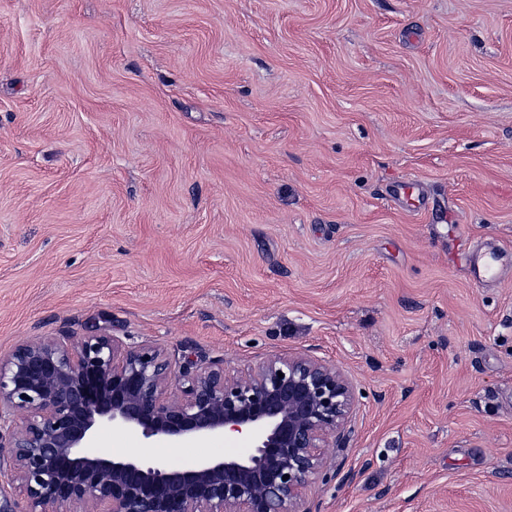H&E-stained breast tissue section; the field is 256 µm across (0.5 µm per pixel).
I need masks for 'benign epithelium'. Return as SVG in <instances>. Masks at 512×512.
Returning a JSON list of instances; mask_svg holds the SVG:
<instances>
[{
    "instance_id": "benign-epithelium-1",
    "label": "benign epithelium",
    "mask_w": 512,
    "mask_h": 512,
    "mask_svg": "<svg viewBox=\"0 0 512 512\" xmlns=\"http://www.w3.org/2000/svg\"><path fill=\"white\" fill-rule=\"evenodd\" d=\"M354 403L348 376L307 354L230 372L105 334L38 338L0 359V474L26 512H312L306 491L337 478L326 449L343 447ZM106 423L164 443L228 430L252 446L149 463L92 448Z\"/></svg>"
}]
</instances>
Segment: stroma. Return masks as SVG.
I'll return each mask as SVG.
<instances>
[{
	"mask_svg": "<svg viewBox=\"0 0 512 512\" xmlns=\"http://www.w3.org/2000/svg\"><path fill=\"white\" fill-rule=\"evenodd\" d=\"M479 244L512 246V0H0V358L309 353L358 391L313 512H512V267L474 282Z\"/></svg>",
	"mask_w": 512,
	"mask_h": 512,
	"instance_id": "obj_1",
	"label": "stroma"
}]
</instances>
